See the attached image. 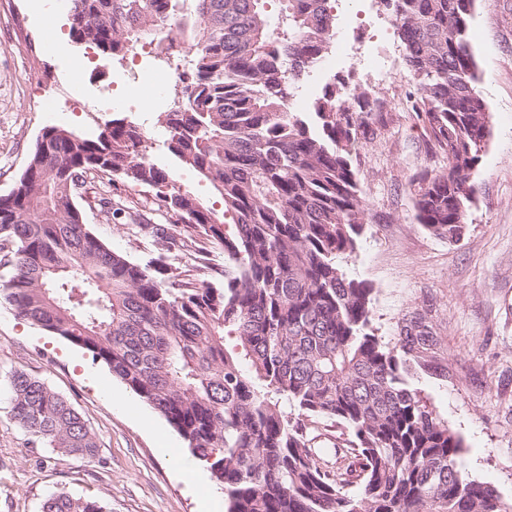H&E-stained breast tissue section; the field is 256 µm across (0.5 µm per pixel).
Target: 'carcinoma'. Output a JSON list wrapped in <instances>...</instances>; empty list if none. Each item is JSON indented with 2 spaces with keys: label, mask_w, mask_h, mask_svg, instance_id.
<instances>
[{
  "label": "carcinoma",
  "mask_w": 512,
  "mask_h": 512,
  "mask_svg": "<svg viewBox=\"0 0 512 512\" xmlns=\"http://www.w3.org/2000/svg\"><path fill=\"white\" fill-rule=\"evenodd\" d=\"M70 35L106 61L156 37L158 56H191L182 102L160 116L168 150L219 192L224 213L177 186L124 117L88 137L48 128L12 191L0 196V299L16 315L103 362L205 462L225 512H512L492 485L460 469L463 440L409 387L432 349L417 321L391 347L372 324L374 288L343 259L358 248L364 208L354 157L386 125L382 98L351 79L324 88L311 112L288 103L336 35V0H72ZM476 0H383L415 80L413 109L447 165L418 178V223L461 239L471 176L491 134L469 38ZM152 229L184 267L130 261L95 236L79 200ZM154 191L145 210L121 188ZM165 211L178 235L151 227ZM204 238L224 252L212 281ZM237 337L240 350L226 348ZM15 421L37 442L92 459L95 436L72 403L22 371L6 380ZM292 403L302 418L281 409ZM353 440L332 468L304 419ZM41 512H105L53 494Z\"/></svg>",
  "instance_id": "1"
}]
</instances>
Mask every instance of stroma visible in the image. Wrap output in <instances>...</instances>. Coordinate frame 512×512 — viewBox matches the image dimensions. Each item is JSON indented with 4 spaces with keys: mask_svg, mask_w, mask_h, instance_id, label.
<instances>
[{
    "mask_svg": "<svg viewBox=\"0 0 512 512\" xmlns=\"http://www.w3.org/2000/svg\"><path fill=\"white\" fill-rule=\"evenodd\" d=\"M354 47L379 44L389 56L390 88L381 90L390 116L359 150L358 194L364 231L346 268L372 284L373 326L396 344L404 320L419 318L440 346L413 365L408 384L462 437L461 468L494 485L512 501V0H476L470 25L490 114L491 136L472 176L476 203L464 233L451 242L416 219L415 180L424 169L445 167L434 154L407 93L414 79L403 62L393 15L383 0H338ZM160 60L105 62L74 43L68 11L39 0H0V195L15 186L37 136L56 127L94 135L110 120L100 111L105 95L122 100L121 112L148 138L149 156L170 169L182 189L216 212L223 200L193 168L177 165L167 149L159 113L173 109L178 88L143 111L144 74ZM373 79L358 56L335 70L314 69L293 100L311 111L331 78ZM99 185L81 202L90 230L113 250L144 264L162 257L179 265L180 252L159 253L150 236L106 218L96 204ZM21 370L68 399L96 436L90 460L64 456L39 443L13 420L5 380ZM186 451L168 422L84 350L19 319L0 304V512H39L45 498L67 493L102 502L108 512H203L163 447Z\"/></svg>",
    "mask_w": 512,
    "mask_h": 512,
    "instance_id": "stroma-1",
    "label": "stroma"
}]
</instances>
